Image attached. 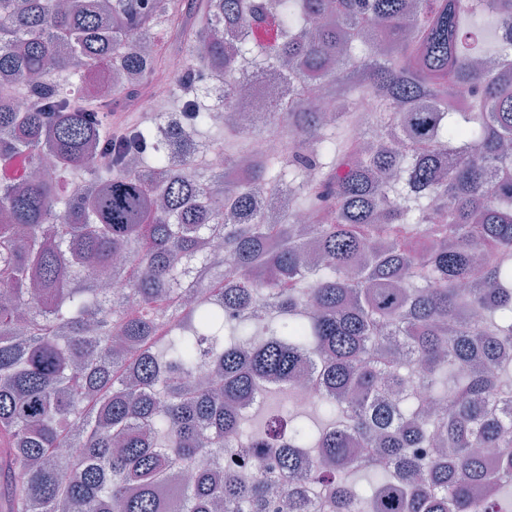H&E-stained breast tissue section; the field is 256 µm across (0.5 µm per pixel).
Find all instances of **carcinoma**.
I'll list each match as a JSON object with an SVG mask.
<instances>
[{
	"label": "carcinoma",
	"mask_w": 512,
	"mask_h": 512,
	"mask_svg": "<svg viewBox=\"0 0 512 512\" xmlns=\"http://www.w3.org/2000/svg\"><path fill=\"white\" fill-rule=\"evenodd\" d=\"M169 40L189 95L99 166L100 113L134 91L114 74L150 85ZM492 53L512 0H0V168L22 161L0 179V512H502L512 64ZM249 64L294 87L276 153L193 85L223 74L234 111ZM300 380L324 424L245 433V402ZM238 448L280 476L211 467Z\"/></svg>",
	"instance_id": "carcinoma-1"
}]
</instances>
